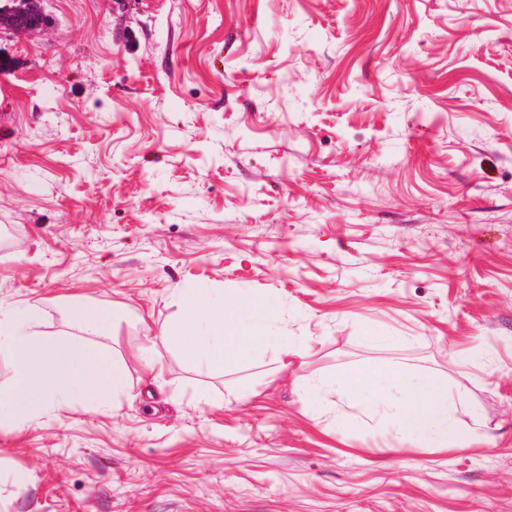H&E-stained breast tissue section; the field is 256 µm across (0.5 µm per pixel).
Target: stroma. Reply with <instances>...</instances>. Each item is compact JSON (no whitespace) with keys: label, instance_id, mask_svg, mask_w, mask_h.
<instances>
[{"label":"stroma","instance_id":"obj_1","mask_svg":"<svg viewBox=\"0 0 512 512\" xmlns=\"http://www.w3.org/2000/svg\"><path fill=\"white\" fill-rule=\"evenodd\" d=\"M45 10L0 32V305L114 312L129 387L1 420L0 512H512V0ZM193 287L276 294L301 355L155 350ZM390 363L478 439L305 392Z\"/></svg>","mask_w":512,"mask_h":512}]
</instances>
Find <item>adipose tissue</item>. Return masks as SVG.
I'll use <instances>...</instances> for the list:
<instances>
[{
  "label": "adipose tissue",
  "mask_w": 512,
  "mask_h": 512,
  "mask_svg": "<svg viewBox=\"0 0 512 512\" xmlns=\"http://www.w3.org/2000/svg\"><path fill=\"white\" fill-rule=\"evenodd\" d=\"M177 305V319L161 325L158 334L193 369L232 373L259 348H273L281 357L300 352L274 294L234 291L219 298L210 288H186ZM67 320L83 333V340L66 343L38 335L34 309H0V352L14 371L12 382L0 385V417L16 420L23 413L60 403L106 405L126 392L125 361L99 342L112 332L110 316L100 308L74 304L67 310ZM340 386L377 407L397 404L409 433L432 447L465 443L477 435L476 430L458 424L448 388L439 377L414 376L396 364L354 368L338 381L315 380L308 392L318 396Z\"/></svg>",
  "instance_id": "adipose-tissue-1"
}]
</instances>
